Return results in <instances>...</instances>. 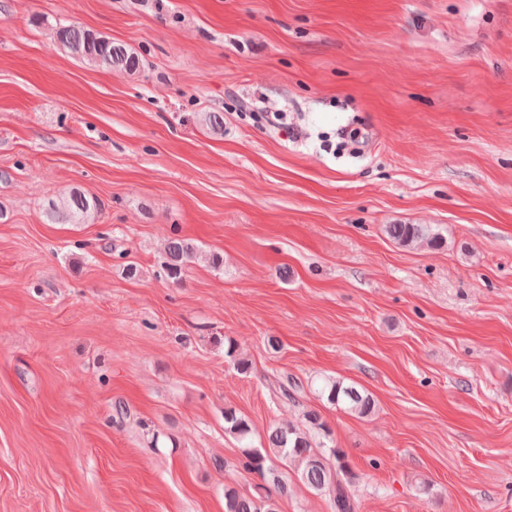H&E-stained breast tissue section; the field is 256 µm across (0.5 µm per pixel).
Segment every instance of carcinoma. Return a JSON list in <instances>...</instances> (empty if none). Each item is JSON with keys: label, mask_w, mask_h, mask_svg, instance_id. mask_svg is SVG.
<instances>
[{"label": "carcinoma", "mask_w": 512, "mask_h": 512, "mask_svg": "<svg viewBox=\"0 0 512 512\" xmlns=\"http://www.w3.org/2000/svg\"><path fill=\"white\" fill-rule=\"evenodd\" d=\"M53 45L99 69L135 73L141 68L137 53L78 23L57 25ZM97 212L96 201L79 191H71L61 200L48 201L46 208L50 221L65 224H88L95 220ZM386 233L402 246L417 241L432 249L443 245L440 233L429 224H388ZM195 252V246L187 240L171 238L162 265L165 277L180 281ZM310 389L329 405L347 413L366 416L375 408L371 393L342 378L312 381ZM224 433L238 443L237 467L259 478L248 492L224 485V512H278V500L288 497L296 481L317 494L328 495L332 512H357L358 504L349 488L352 472L348 455L336 447L332 428L317 412H304L298 425L270 428L265 444L256 446L251 422L230 407L224 409Z\"/></svg>", "instance_id": "cac0c4a2"}]
</instances>
